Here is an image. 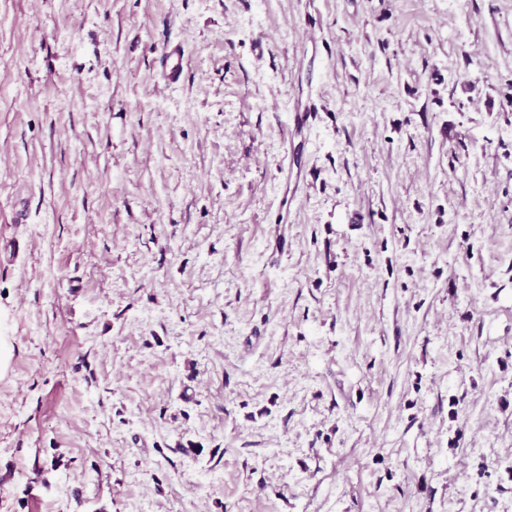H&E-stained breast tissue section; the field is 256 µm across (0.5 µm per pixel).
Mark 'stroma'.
I'll return each mask as SVG.
<instances>
[{
  "instance_id": "stroma-1",
  "label": "stroma",
  "mask_w": 512,
  "mask_h": 512,
  "mask_svg": "<svg viewBox=\"0 0 512 512\" xmlns=\"http://www.w3.org/2000/svg\"><path fill=\"white\" fill-rule=\"evenodd\" d=\"M0 350V512H512V0H0ZM161 57L164 63L165 77L175 83L179 80L183 69L184 54L179 44L167 42L161 48Z\"/></svg>"
}]
</instances>
